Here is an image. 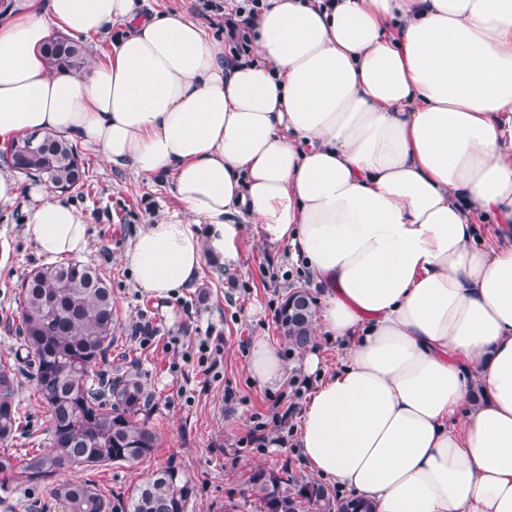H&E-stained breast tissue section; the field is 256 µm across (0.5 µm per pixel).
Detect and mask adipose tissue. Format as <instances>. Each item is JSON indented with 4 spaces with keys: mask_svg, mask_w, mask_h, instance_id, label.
I'll return each mask as SVG.
<instances>
[{
    "mask_svg": "<svg viewBox=\"0 0 512 512\" xmlns=\"http://www.w3.org/2000/svg\"><path fill=\"white\" fill-rule=\"evenodd\" d=\"M64 34L105 42L51 72ZM254 52L145 0H12L0 13V148L53 132L175 208L128 245L138 288L237 261L242 221L289 247L342 342L298 447L375 512H512V0H262ZM48 260L88 249L70 203L0 171ZM246 372L275 391L278 345Z\"/></svg>",
    "mask_w": 512,
    "mask_h": 512,
    "instance_id": "ef3b65f1",
    "label": "adipose tissue"
}]
</instances>
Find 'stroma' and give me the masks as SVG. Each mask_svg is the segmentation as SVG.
<instances>
[{"label": "stroma", "instance_id": "35a3bbf8", "mask_svg": "<svg viewBox=\"0 0 512 512\" xmlns=\"http://www.w3.org/2000/svg\"><path fill=\"white\" fill-rule=\"evenodd\" d=\"M151 9L183 10L212 32L225 29L224 0H147ZM88 180L65 197L84 214L89 248L80 262L97 267L112 288L116 330L104 364L112 372L136 375L154 397L146 412L159 436L153 452L131 463L108 464L71 474L63 470L45 484L18 487L5 494L0 512H64L61 491L71 477L96 486L113 504L125 502L136 487L160 467L173 464L196 483L187 512H219L227 498H241L251 472L258 468L309 471L298 451L299 413L316 379L302 370L303 351L281 334L275 316L293 289H308L299 267L285 248L271 245L259 225H243L240 257L225 262L207 258L199 279L168 296L136 288L124 264L129 241L143 227L161 220L174 204L167 184L136 178L131 172L102 164L97 154L81 149ZM28 233L21 207H0V366L14 365L19 351L20 284L44 267ZM160 329L159 338L142 346L132 330L143 320ZM206 336L224 339L222 362L212 373L197 365L198 343ZM269 336L282 350L288 381L277 391L251 383L246 374L252 340ZM20 431L0 454L22 456L47 449L50 419L29 374H21L17 397ZM297 411L287 423L278 415L288 405ZM266 423V447L246 437L256 423Z\"/></svg>", "mask_w": 512, "mask_h": 512}]
</instances>
